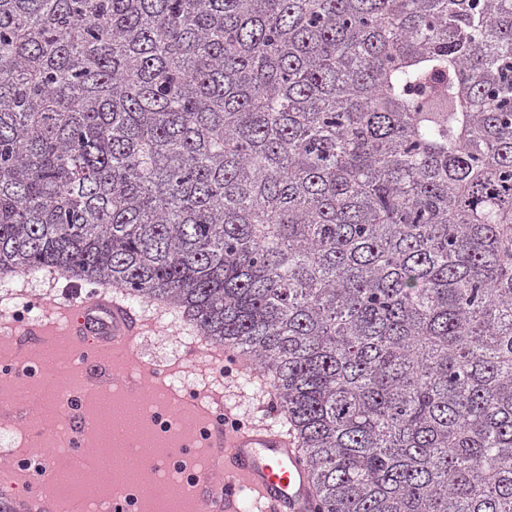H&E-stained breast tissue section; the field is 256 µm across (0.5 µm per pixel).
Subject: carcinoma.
<instances>
[{
  "mask_svg": "<svg viewBox=\"0 0 512 512\" xmlns=\"http://www.w3.org/2000/svg\"><path fill=\"white\" fill-rule=\"evenodd\" d=\"M266 376L316 512H512V0H0V280Z\"/></svg>",
  "mask_w": 512,
  "mask_h": 512,
  "instance_id": "1",
  "label": "carcinoma"
}]
</instances>
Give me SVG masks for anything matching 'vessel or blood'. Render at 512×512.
I'll return each instance as SVG.
<instances>
[{"label": "vessel or blood", "mask_w": 512, "mask_h": 512, "mask_svg": "<svg viewBox=\"0 0 512 512\" xmlns=\"http://www.w3.org/2000/svg\"><path fill=\"white\" fill-rule=\"evenodd\" d=\"M66 334L75 355L84 363H114L127 356L143 332L142 315L105 294L91 290L63 302ZM152 368L124 371L119 380L137 395H145L146 381H160ZM200 422L210 447L216 448V480H198L188 488L200 495L206 512H240L252 501L258 512H315L316 494L309 466L286 431L270 425L231 426V411L200 403ZM0 512H88L76 500L61 508L57 500L32 494L0 500Z\"/></svg>", "instance_id": "b4317fda"}]
</instances>
